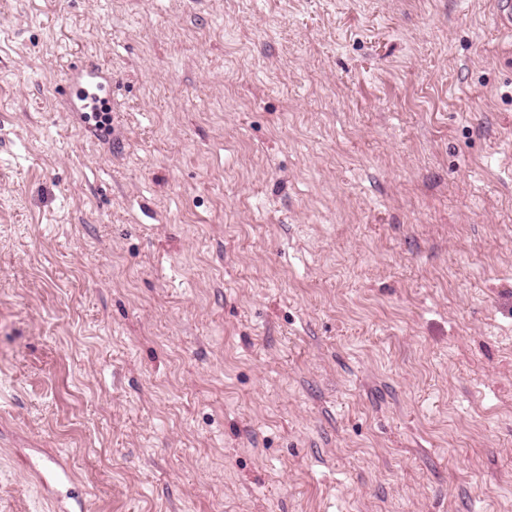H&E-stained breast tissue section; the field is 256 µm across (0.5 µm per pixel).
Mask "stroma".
<instances>
[{
    "label": "stroma",
    "instance_id": "stroma-1",
    "mask_svg": "<svg viewBox=\"0 0 512 512\" xmlns=\"http://www.w3.org/2000/svg\"><path fill=\"white\" fill-rule=\"evenodd\" d=\"M494 13L0 0V512H512ZM71 74V88L67 99L69 112H83L87 108L89 99L96 96L95 91L102 90L105 87H112V74L103 67L92 64L82 63L80 66H73ZM76 90L73 93V87ZM87 96L86 99H83Z\"/></svg>",
    "mask_w": 512,
    "mask_h": 512
}]
</instances>
